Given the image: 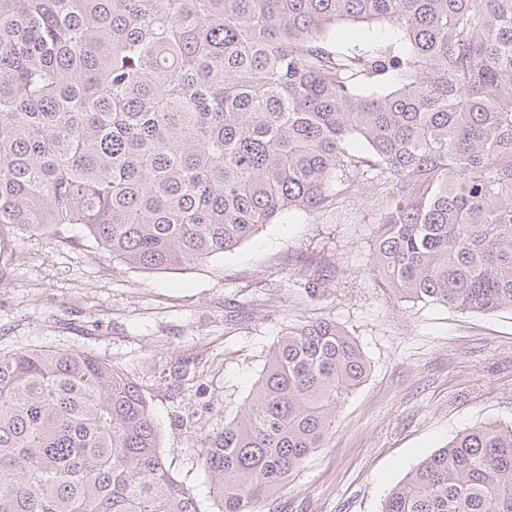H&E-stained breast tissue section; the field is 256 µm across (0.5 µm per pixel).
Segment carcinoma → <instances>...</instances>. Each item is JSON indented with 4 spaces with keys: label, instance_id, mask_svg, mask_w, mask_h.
<instances>
[{
    "label": "carcinoma",
    "instance_id": "carcinoma-1",
    "mask_svg": "<svg viewBox=\"0 0 512 512\" xmlns=\"http://www.w3.org/2000/svg\"><path fill=\"white\" fill-rule=\"evenodd\" d=\"M366 178L399 197L385 287L512 310V0H0V225L168 269ZM367 371L333 321L282 336L204 448L222 512L278 493ZM0 512L200 510L134 380L35 349L0 353ZM382 512H512V424L456 435Z\"/></svg>",
    "mask_w": 512,
    "mask_h": 512
}]
</instances>
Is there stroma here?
I'll list each match as a JSON object with an SVG mask.
<instances>
[{"label": "stroma", "instance_id": "35a3bbf8", "mask_svg": "<svg viewBox=\"0 0 512 512\" xmlns=\"http://www.w3.org/2000/svg\"><path fill=\"white\" fill-rule=\"evenodd\" d=\"M378 187L264 225L234 251L167 270L112 257L79 224L57 235L0 226V352L71 349L110 363L149 401L162 454L200 512H218L201 462L239 417L277 340L335 321L362 350L364 381L260 512H381L389 491L465 429L512 424V311L403 301L372 253Z\"/></svg>", "mask_w": 512, "mask_h": 512}]
</instances>
